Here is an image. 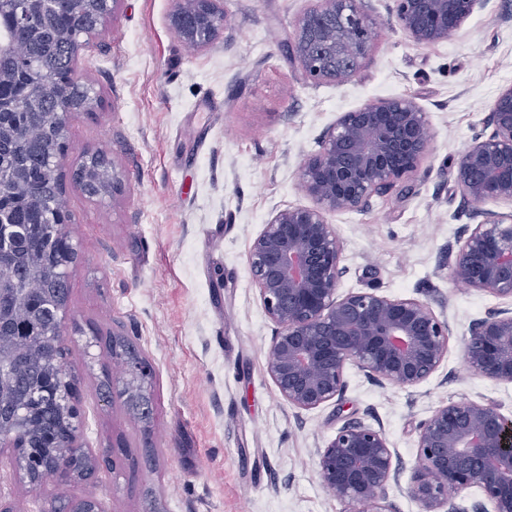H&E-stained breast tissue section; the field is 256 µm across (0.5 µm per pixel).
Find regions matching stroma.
Returning a JSON list of instances; mask_svg holds the SVG:
<instances>
[{"label":"stroma","mask_w":512,"mask_h":512,"mask_svg":"<svg viewBox=\"0 0 512 512\" xmlns=\"http://www.w3.org/2000/svg\"><path fill=\"white\" fill-rule=\"evenodd\" d=\"M313 0H224L228 22L208 49L171 29L174 0H122L74 69L100 100L67 123L69 167L105 153L120 193L89 198L68 172L63 198L78 257L67 269V362L79 372V442L94 476L28 482L0 450V501L11 512H58L95 496L102 512H344L321 484L314 453L349 421L382 428L404 470L417 425L443 402L490 403L512 415V385L472 372L463 344L498 299L456 282L449 252L479 203L462 198L452 163L499 90L512 84V0H484L448 40L414 44L393 0H358L372 50L344 83L304 79L286 41ZM415 98L431 154L409 186L360 212L328 217L344 246L341 292L429 302L450 328L448 357L406 390L345 370L342 396L301 411L266 371L274 325L248 251L278 211L310 205L303 163L341 113ZM132 342L153 367L142 416L105 340ZM113 376L112 392L102 381Z\"/></svg>","instance_id":"obj_1"}]
</instances>
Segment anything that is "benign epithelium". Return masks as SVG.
I'll return each mask as SVG.
<instances>
[{"label": "benign epithelium", "mask_w": 512, "mask_h": 512, "mask_svg": "<svg viewBox=\"0 0 512 512\" xmlns=\"http://www.w3.org/2000/svg\"><path fill=\"white\" fill-rule=\"evenodd\" d=\"M170 26L194 48L213 46L227 19L224 0H174ZM399 29L417 45L448 39L481 0H394ZM49 0H26L17 20L36 30L33 18ZM372 21L356 0H317L303 14L288 53L308 81L346 82L356 75L371 45ZM65 77L35 79L21 112L40 108V87ZM60 137L54 169L70 145L68 99L55 103ZM426 112L411 97L372 100L343 112L323 135L321 149L304 163L301 188L312 205L277 212L253 240L248 262L262 307L275 325L267 372L289 405L310 411L344 392L345 368L400 388L428 380L448 357V321L430 303L393 298L374 288L339 292L346 273L343 243L330 213L361 211L416 176L430 153ZM455 182L465 199L505 205L509 212L476 211L475 224L450 260L452 277L502 301L474 321L464 357L476 374L512 384V85L500 89L455 162ZM417 465L408 492L420 512H512V416L470 400L441 403L418 425ZM322 485L347 505L346 512H397L388 488L403 467L382 428L361 421L337 429L317 449ZM476 488L471 508L452 495Z\"/></svg>", "instance_id": "obj_1"}]
</instances>
